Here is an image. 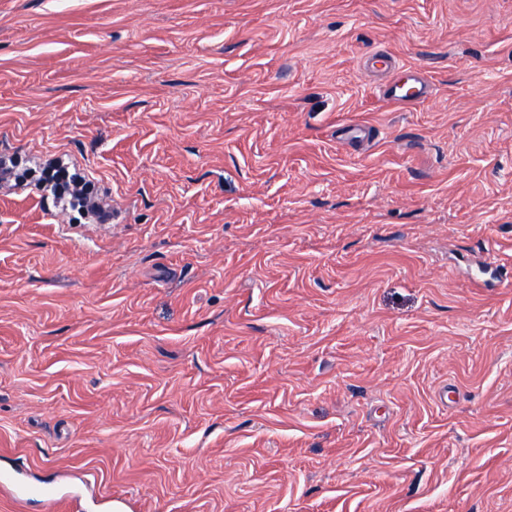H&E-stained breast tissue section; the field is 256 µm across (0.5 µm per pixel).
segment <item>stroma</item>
Returning <instances> with one entry per match:
<instances>
[{
    "mask_svg": "<svg viewBox=\"0 0 512 512\" xmlns=\"http://www.w3.org/2000/svg\"><path fill=\"white\" fill-rule=\"evenodd\" d=\"M0 157L98 206L0 184L51 512H512V0H0ZM368 61L372 69L393 73V76L378 88L380 97L385 101L412 106L429 97L431 85L419 69L404 68L386 53L374 52L368 57ZM58 172V169L45 168L40 178L43 189L48 191L56 200L68 199L71 209L84 207L83 198L81 196L71 193L69 194V197H67L61 187Z\"/></svg>",
    "mask_w": 512,
    "mask_h": 512,
    "instance_id": "1",
    "label": "stroma"
}]
</instances>
